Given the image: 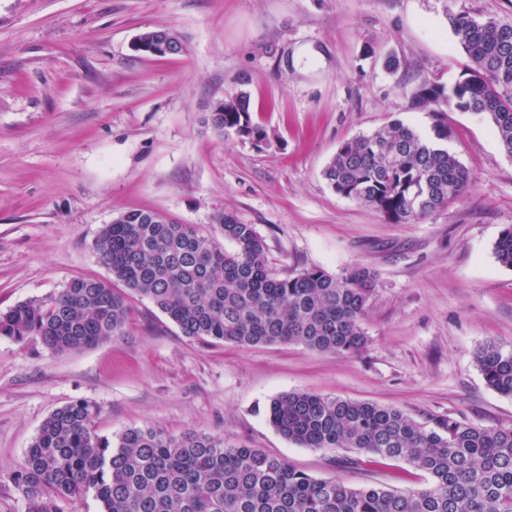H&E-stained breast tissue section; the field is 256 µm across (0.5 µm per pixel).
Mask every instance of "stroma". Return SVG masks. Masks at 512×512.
<instances>
[{"mask_svg": "<svg viewBox=\"0 0 512 512\" xmlns=\"http://www.w3.org/2000/svg\"><path fill=\"white\" fill-rule=\"evenodd\" d=\"M512 22V0H0V311L108 277L101 229L130 210L215 234V214L254 225L281 277L362 264L377 274L359 354L297 344L238 348L183 336L134 296L122 335L70 354L0 337V512H26L13 474L57 408L97 405L100 434L152 425L242 443L317 478L410 491L405 462L344 468L349 451L301 448L267 418L306 391L512 427V397L474 360L512 347V268L494 244L512 224V158L491 123L450 110L448 148L468 192L411 224L336 194L322 176L339 145L399 120L429 131L426 83L452 85L470 59L448 16ZM172 28L186 53L146 57L141 32ZM244 90L273 134L256 148L207 130L208 105Z\"/></svg>", "mask_w": 512, "mask_h": 512, "instance_id": "35a3bbf8", "label": "stroma"}]
</instances>
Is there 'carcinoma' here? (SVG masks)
Listing matches in <instances>:
<instances>
[{
  "label": "carcinoma",
  "mask_w": 512,
  "mask_h": 512,
  "mask_svg": "<svg viewBox=\"0 0 512 512\" xmlns=\"http://www.w3.org/2000/svg\"><path fill=\"white\" fill-rule=\"evenodd\" d=\"M448 21L472 65L448 88L423 85L415 100L485 116L512 158V22L468 12ZM204 124L221 137L269 144L242 90L224 98V111L205 113ZM450 137L442 120L428 133L395 121L341 143L323 176L337 194L389 223H413L474 182L448 151ZM215 223L224 249L195 224L125 213L96 241L111 278L77 277L48 299L1 311L0 336H36L56 354L81 351L121 335L128 298L139 295L189 338L351 354L367 347L362 321L377 287L372 269L356 264L336 276L311 267L279 278L254 225L229 213ZM494 253L512 268V224ZM475 362L488 387L512 397V348L490 341ZM98 414L76 401L44 420L14 475L28 512H63L62 503L90 493L100 512H512V427L452 418L424 425L391 406L301 391L270 402L271 425L300 447L344 448L356 454V466L399 460L428 476V487L404 492L315 478L283 458L205 434L174 436L145 425L112 439L95 429Z\"/></svg>",
  "instance_id": "carcinoma-1"
}]
</instances>
